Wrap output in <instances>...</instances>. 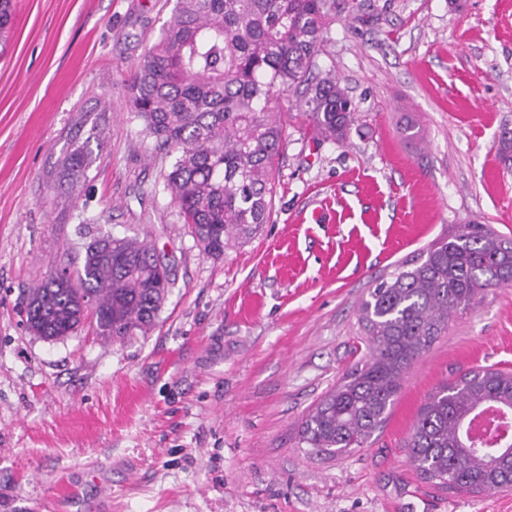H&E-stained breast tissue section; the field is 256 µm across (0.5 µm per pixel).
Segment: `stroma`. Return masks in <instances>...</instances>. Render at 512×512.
Here are the masks:
<instances>
[{
  "instance_id": "obj_1",
  "label": "stroma",
  "mask_w": 512,
  "mask_h": 512,
  "mask_svg": "<svg viewBox=\"0 0 512 512\" xmlns=\"http://www.w3.org/2000/svg\"><path fill=\"white\" fill-rule=\"evenodd\" d=\"M175 0H15L0 54V512H512L457 493L406 444L444 383L512 371V286L485 290L404 374L361 448L319 454L308 412L360 365L376 280L458 224L512 238V0H336L317 57L358 107L340 142L291 104L267 224L206 255L164 191L174 154L127 79ZM90 141L81 187L56 171ZM147 241L173 285L154 328L45 340L21 302L97 229Z\"/></svg>"
}]
</instances>
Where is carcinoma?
I'll list each match as a JSON object with an SVG mask.
<instances>
[{
    "label": "carcinoma",
    "instance_id": "cac0c4a2",
    "mask_svg": "<svg viewBox=\"0 0 512 512\" xmlns=\"http://www.w3.org/2000/svg\"><path fill=\"white\" fill-rule=\"evenodd\" d=\"M335 13L336 0H176L131 73L133 112L156 148L178 153L165 189L205 254L224 255L268 222L287 128L278 103L288 93L324 139L345 137L356 107L336 79L315 73ZM87 157L84 143L60 163L78 181ZM170 284L168 265L147 242L101 231L81 268L52 272L30 292L26 325L48 340L73 334L90 316L107 339L145 333ZM508 286L512 240L484 224L457 225L376 281L360 304L366 359L308 413L302 443L333 456L362 447L449 318L483 290ZM488 404L512 414V373L473 369L428 398L408 443L421 477L451 491L512 490V438L476 442L467 433Z\"/></svg>",
    "mask_w": 512,
    "mask_h": 512
}]
</instances>
